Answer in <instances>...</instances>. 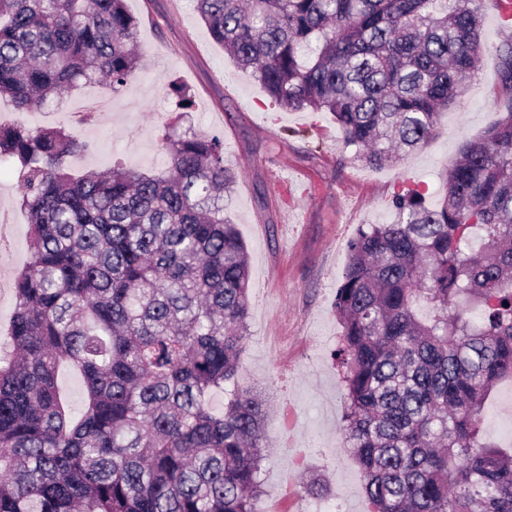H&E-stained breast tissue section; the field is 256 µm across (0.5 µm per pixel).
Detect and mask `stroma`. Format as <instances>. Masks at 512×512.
Here are the masks:
<instances>
[{
  "label": "stroma",
  "instance_id": "obj_1",
  "mask_svg": "<svg viewBox=\"0 0 512 512\" xmlns=\"http://www.w3.org/2000/svg\"><path fill=\"white\" fill-rule=\"evenodd\" d=\"M138 21L140 69L112 91L96 83L72 94V106L51 101L21 112L0 101V124L65 126L89 143L71 168L81 175L115 164L149 174L165 169L162 138L169 131L205 133L224 142L237 180L224 195V215L236 224L251 266L249 338L241 383L265 394L269 409L262 463L270 512L288 478L320 479L321 495L303 492L291 512H368L362 476L343 445V392L334 352L342 327L336 290L357 225L387 224L398 184L415 183L429 201L443 193L440 175L462 142L497 118L495 45L512 37L491 0H485L489 47L441 133L399 166L366 168L351 159L330 113L288 111L238 70L211 36L193 0H125ZM183 84L194 109L173 122L171 82ZM17 166L0 162V283L11 286L27 264L28 224L19 205Z\"/></svg>",
  "mask_w": 512,
  "mask_h": 512
}]
</instances>
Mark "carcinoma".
Masks as SVG:
<instances>
[{
    "label": "carcinoma",
    "instance_id": "1",
    "mask_svg": "<svg viewBox=\"0 0 512 512\" xmlns=\"http://www.w3.org/2000/svg\"><path fill=\"white\" fill-rule=\"evenodd\" d=\"M195 2L239 69L286 110L331 113L369 168L426 147L486 51L483 0ZM137 28L125 0H0V99L27 111L120 90ZM495 53L498 117L461 145L440 202L403 182L395 220L349 243L341 430L368 512H512V453L480 426L512 380V39ZM170 91L176 124L193 101ZM86 149L63 126L0 124L30 253L0 338V512H258L264 400L239 383L249 268L224 218V143L164 135L161 175H75ZM65 364L85 390L76 414Z\"/></svg>",
    "mask_w": 512,
    "mask_h": 512
}]
</instances>
